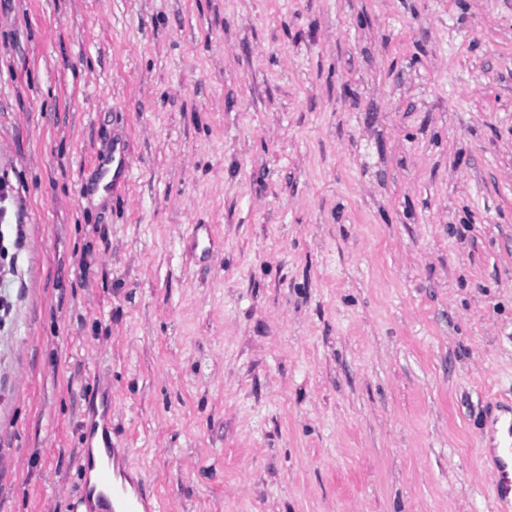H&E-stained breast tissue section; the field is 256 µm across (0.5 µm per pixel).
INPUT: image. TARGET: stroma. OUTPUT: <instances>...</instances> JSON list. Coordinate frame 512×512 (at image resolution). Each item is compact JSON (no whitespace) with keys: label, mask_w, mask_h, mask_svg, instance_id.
<instances>
[{"label":"stroma","mask_w":512,"mask_h":512,"mask_svg":"<svg viewBox=\"0 0 512 512\" xmlns=\"http://www.w3.org/2000/svg\"><path fill=\"white\" fill-rule=\"evenodd\" d=\"M0 181V512H497L512 0H0ZM81 453L85 459L88 474L94 470L96 484L108 490L110 495L100 492L96 505H94L92 500L86 495L75 505V512H84L82 510L83 507L87 510H95L87 512H115V510H118V512H138L140 500L131 496L125 484L119 483L115 477L114 469L117 468L115 461L118 460L120 456L119 449L106 447V460L98 464L92 454L91 448H82Z\"/></svg>","instance_id":"stroma-1"}]
</instances>
